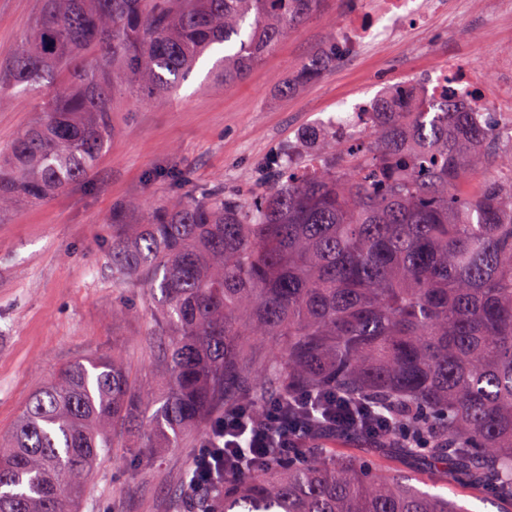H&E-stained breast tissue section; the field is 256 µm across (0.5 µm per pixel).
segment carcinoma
Returning a JSON list of instances; mask_svg holds the SVG:
<instances>
[{"mask_svg":"<svg viewBox=\"0 0 512 512\" xmlns=\"http://www.w3.org/2000/svg\"><path fill=\"white\" fill-rule=\"evenodd\" d=\"M315 3L43 0L8 51L9 83L41 106L0 153V214L84 180L110 140L115 91L164 98L216 51L215 73L241 80ZM410 101L398 85L366 123L309 131L324 149L263 160L255 178L272 186L249 202L213 189L136 223L112 214V278L147 289L163 391L135 387L120 352L66 366L0 437V512H75L110 448L156 460L239 404L262 414L267 392L297 418L303 390L387 408L395 435L381 449L512 500V134L494 112ZM243 467L222 489L186 474L193 506L468 512L340 448Z\"/></svg>","mask_w":512,"mask_h":512,"instance_id":"1","label":"carcinoma"}]
</instances>
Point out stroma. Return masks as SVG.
<instances>
[{"label": "stroma", "instance_id": "1", "mask_svg": "<svg viewBox=\"0 0 512 512\" xmlns=\"http://www.w3.org/2000/svg\"><path fill=\"white\" fill-rule=\"evenodd\" d=\"M40 7L41 0H0V71ZM347 12L346 0H317L308 18L289 28L239 82L224 84L209 55L171 101L141 102L116 92L108 148L86 181L48 202L0 215V435L13 429L30 394L75 360L116 348L133 382L151 383L148 295L112 283L111 220L119 210L139 215L166 203L175 193L168 172H180L192 193L221 188L251 198L263 190L253 170L269 154L287 147L297 158L313 153L303 139L309 128L330 126L341 110L373 101L394 83L424 81L452 57L486 77L502 119L512 118V102L499 97L504 82L494 73L497 58L512 52V23L485 0L408 27L351 60L328 62L316 79L282 95V85L323 50ZM37 107L34 97L0 85V151ZM120 304L132 309V318L113 319ZM198 446L188 439L148 464L112 449L98 460L79 512H185L183 476ZM429 490L469 512H512V502L486 490L435 478Z\"/></svg>", "mask_w": 512, "mask_h": 512}]
</instances>
